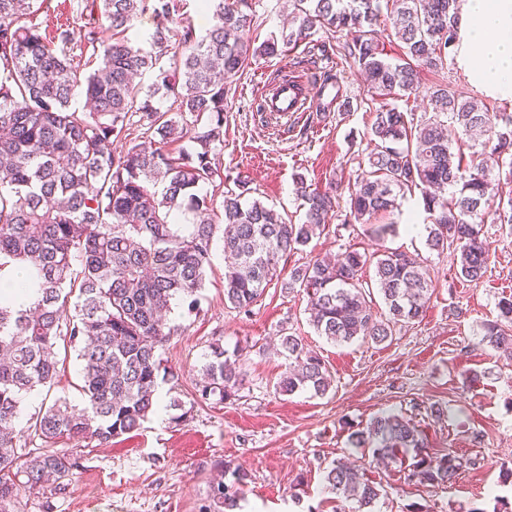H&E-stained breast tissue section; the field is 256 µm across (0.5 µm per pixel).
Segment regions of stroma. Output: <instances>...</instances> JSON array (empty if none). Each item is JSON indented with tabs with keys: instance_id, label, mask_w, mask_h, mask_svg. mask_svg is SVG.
<instances>
[{
	"instance_id": "1",
	"label": "stroma",
	"mask_w": 512,
	"mask_h": 512,
	"mask_svg": "<svg viewBox=\"0 0 512 512\" xmlns=\"http://www.w3.org/2000/svg\"><path fill=\"white\" fill-rule=\"evenodd\" d=\"M254 10L252 41L262 42L288 23V0H254ZM31 21L52 37L62 26L80 31L92 18L78 0H46ZM306 57L303 47L288 49L251 62L228 79L224 147L215 157L217 172L208 193L233 187L242 173L251 180L252 198L292 215L299 206L294 174H305L321 187L355 179L373 122L371 96L356 70L339 66V98L351 101L352 110L329 105L310 126L257 111L248 91L279 70L306 76ZM441 83L461 97L482 96L488 107L512 114V97L484 94L453 63L424 74L419 90L398 93L394 102L411 109L416 119H428L427 89ZM344 215L336 208L323 234L284 260V268L342 253L351 244L419 256L433 284L423 319L396 326L382 344L335 345L309 324L302 289L269 288L251 313L236 312L224 302L223 238L215 236L196 308L181 304L168 316L176 331L163 358L179 375L175 388L161 387L156 413L138 431L107 447L76 451L70 491L52 498V512H200L212 479L228 465L250 474L240 512H354L355 502L323 489V469L340 459L353 461L364 480L382 487L372 512H469L473 507L491 512L495 496L512 500V483L502 481L503 473L512 470V360L479 343L482 324L498 315L499 299L512 295V226L488 225L493 241L488 273L479 284L463 285L452 252L429 250L424 236L406 232L407 225L429 221L420 195L400 199L398 209L384 216L393 230L380 240L371 225H344ZM288 334L324 358L333 379L326 395L276 392L288 367L280 339ZM216 339L230 352L250 344L240 360L244 381L234 399L196 405L194 381ZM80 370L75 352L67 351L56 383L22 396L21 419L46 400L83 406ZM468 373L476 374V381L466 382ZM175 396L193 407L186 421H178L179 411L170 405ZM438 404L444 416L432 413ZM386 409L401 412L424 431L428 452L467 460L456 480L440 487L410 482L399 466L377 465L370 449L352 447L351 429L365 428Z\"/></svg>"
}]
</instances>
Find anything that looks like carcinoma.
I'll return each instance as SVG.
<instances>
[{
	"label": "carcinoma",
	"mask_w": 512,
	"mask_h": 512,
	"mask_svg": "<svg viewBox=\"0 0 512 512\" xmlns=\"http://www.w3.org/2000/svg\"><path fill=\"white\" fill-rule=\"evenodd\" d=\"M180 0H85L101 25L79 33L59 30L55 41L27 22L34 0H0V277L12 266L29 269L27 288L36 291L26 308L0 291V512H13L21 489L50 496L68 492L77 469L73 453L21 451L15 434L21 393L55 384L58 347L77 352L82 366L84 407L57 400L28 421V430L51 445L112 439L140 428L155 412L159 382L177 377L160 350L173 328L172 306L197 304L217 226L224 225V301L249 313L266 290L302 288L308 321L333 343L385 342L398 324L423 318L432 281L419 259L389 249L348 246L334 259L315 257L281 277L283 258L302 250L328 224L339 196L299 174L296 194L303 215L293 219L249 200L246 176L222 192V211L201 193L212 182V156L223 143L224 79L250 60L284 47L308 45L310 57H342L363 75L372 100H382L371 126L367 165L347 185L345 223L370 224L397 208V200L421 192L429 214L430 249L455 253L458 279L477 284L491 256L484 224H512V196L494 192L491 177L512 180V115L491 113L472 97L446 86L428 89L436 117L414 121V113L385 103L398 91L413 92L425 70L436 72L455 57L461 0H289L292 24L258 46L245 38L255 18L248 0H209L214 25L197 35L182 23ZM150 13L155 29L146 45L125 36L131 21ZM391 21L403 48L400 63L383 59L375 35L381 17ZM180 24L170 47L171 24ZM318 30L345 35L311 41ZM92 47L88 58L65 49ZM172 53L173 71L161 69L139 97L138 79ZM93 66L85 77L80 67ZM81 92L90 112L69 109ZM172 98L177 112L161 111L155 98ZM150 119L156 140L112 150L130 117ZM445 114L461 133L449 138ZM189 141L192 146L173 148ZM453 191H448V188ZM371 272L373 276L366 277ZM380 294L387 314L373 311ZM76 301H71V297ZM497 319L482 325L480 343L512 356V296L497 304ZM288 369L275 389L283 395L309 390L324 395L332 377L324 359L298 336L281 341ZM195 380V396L219 402L236 395L243 378L224 345H208ZM355 448L405 463L407 477L433 487L453 482L465 466L451 454L423 453V432L394 413L374 418L349 435ZM229 482L210 488L217 512H235L250 474L225 467ZM328 492L359 506L374 504L380 489L357 470L331 463L323 470Z\"/></svg>",
	"instance_id": "cac0c4a2"
}]
</instances>
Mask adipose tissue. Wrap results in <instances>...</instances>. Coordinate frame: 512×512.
<instances>
[{"label": "adipose tissue", "instance_id": "adipose-tissue-1", "mask_svg": "<svg viewBox=\"0 0 512 512\" xmlns=\"http://www.w3.org/2000/svg\"><path fill=\"white\" fill-rule=\"evenodd\" d=\"M458 58L492 92L512 96V0H466Z\"/></svg>", "mask_w": 512, "mask_h": 512}]
</instances>
